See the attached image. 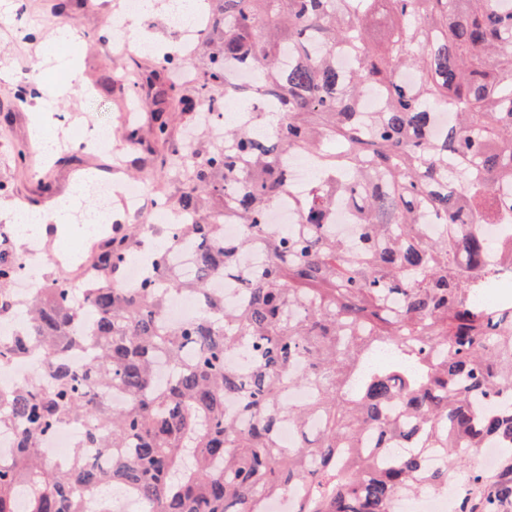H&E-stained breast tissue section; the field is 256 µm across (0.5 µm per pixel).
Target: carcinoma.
Instances as JSON below:
<instances>
[{"instance_id":"obj_1","label":"carcinoma","mask_w":512,"mask_h":512,"mask_svg":"<svg viewBox=\"0 0 512 512\" xmlns=\"http://www.w3.org/2000/svg\"><path fill=\"white\" fill-rule=\"evenodd\" d=\"M378 2L205 0L213 51L202 87L224 86L258 121L267 111L254 102L278 109L268 138L240 125L168 158L190 168L180 211L195 222L176 232L196 243L192 278L155 246L153 273L125 287L119 271L148 245L136 225L105 245L98 287L45 276L20 310L8 295L19 248L0 237V321L22 323L0 357L35 356L51 379L0 393V430L19 426L0 462V512L20 488L27 512H87L88 496L114 512L116 488L152 512H265L294 488L297 512H394L401 495L453 484V512H512V297L480 299L512 273V244L493 260L480 228L512 208V0H387L407 27L381 50ZM348 44L355 61L341 71L336 52ZM230 66L257 82L226 83ZM366 93L378 111H361ZM442 110L456 119L436 138ZM283 150L315 164L291 232L267 222ZM340 196L356 215L353 248L331 230ZM228 218L246 228L231 247ZM258 244L265 263L240 266ZM224 278L243 287L234 310L212 289ZM178 294L203 310L173 326L165 315ZM71 348L94 353L85 373L63 360ZM236 351L245 372L226 363ZM107 386L125 405L98 401ZM295 388L312 399L289 402ZM65 422L92 425L89 447L112 451V471L79 453L64 469L40 456L39 441ZM283 423L299 430L291 447ZM478 448L497 449V469L463 467ZM431 455L441 468H427Z\"/></svg>"}]
</instances>
